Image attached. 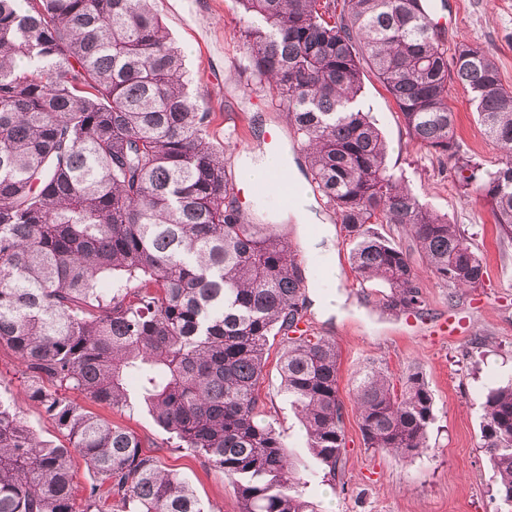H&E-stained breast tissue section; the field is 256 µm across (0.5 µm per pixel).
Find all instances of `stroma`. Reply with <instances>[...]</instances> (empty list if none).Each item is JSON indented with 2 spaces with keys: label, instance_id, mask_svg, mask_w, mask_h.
I'll use <instances>...</instances> for the list:
<instances>
[{
  "label": "stroma",
  "instance_id": "1",
  "mask_svg": "<svg viewBox=\"0 0 512 512\" xmlns=\"http://www.w3.org/2000/svg\"><path fill=\"white\" fill-rule=\"evenodd\" d=\"M455 16L445 32L448 48L466 41L489 48L502 82L512 89V0H446ZM153 9L185 56L193 91L211 114L212 140L224 145V165L232 176L246 171V157L260 148L289 147L294 160L305 154L277 106L272 90L244 68L240 32L245 18L236 0H153ZM455 113L454 138L461 157L481 169L497 165L502 154L485 135L473 112L471 94L461 84L449 87ZM359 106L369 112L387 142L386 165L404 174L412 192L428 208L447 216L473 236L486 265L480 287L460 290L423 274L425 305L419 311H391L381 288L361 289L348 263L350 245L333 211L319 206L331 224V244L340 276L332 291L335 313H325L319 298L324 283L312 269L307 229L286 207L261 206L257 193L240 185L238 201L255 224H271L287 237L304 277L306 320L315 334L332 339L341 355L339 395L345 407L346 446L335 481L311 479L306 497L319 512H512L497 495L498 477L480 440V403L492 388L512 383V241L500 237L489 203L454 178L452 160L420 147L408 135L390 94L373 71H365ZM449 321L455 334L439 335ZM260 384L263 417L289 448L300 472L312 458L303 428L283 390L281 338L271 339ZM373 360L399 382L408 368H419L434 402L430 448L404 461L365 448L352 397V377ZM0 397L10 400L45 440L57 432L38 403L20 386L14 354L0 347ZM98 414L136 432L165 469L185 478L212 512H238L231 481L208 468L190 449H172L169 436L141 405L124 411L98 407Z\"/></svg>",
  "mask_w": 512,
  "mask_h": 512
}]
</instances>
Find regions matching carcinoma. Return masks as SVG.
I'll list each match as a JSON object with an SVG mask.
<instances>
[{
  "label": "carcinoma",
  "instance_id": "obj_1",
  "mask_svg": "<svg viewBox=\"0 0 512 512\" xmlns=\"http://www.w3.org/2000/svg\"><path fill=\"white\" fill-rule=\"evenodd\" d=\"M425 0H237L246 69L279 95L310 186L353 244L359 286L381 284L393 311L419 310L421 279L402 247L372 230H407L438 280L482 285L486 267L458 224L388 170L386 144L354 107L368 65L410 137L457 156L448 85L472 94L496 168L461 179L512 240V91L490 50L453 58ZM210 112L150 0H0V346L25 395L63 442L43 440L0 398V512H211L144 443L71 400L123 409L136 396L179 448L230 479L239 512H317L291 449L261 418L269 337L317 471L332 480L345 447L336 344L298 324L303 277L288 240L250 224L208 139ZM103 277L113 279L106 293ZM353 402L364 445L412 459L429 448L423 372L395 389L368 364ZM481 447L512 504V384L480 403ZM92 475L77 503L73 460Z\"/></svg>",
  "mask_w": 512,
  "mask_h": 512
}]
</instances>
